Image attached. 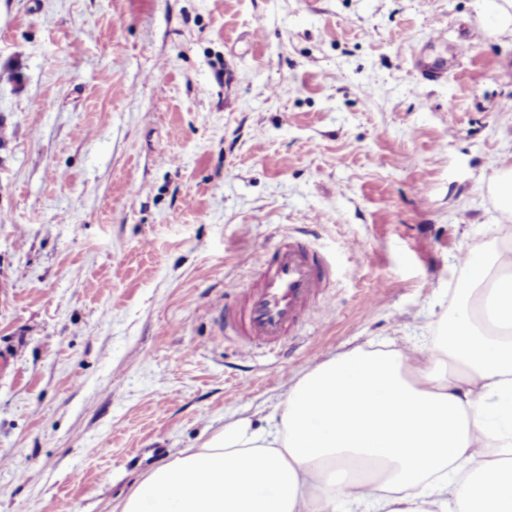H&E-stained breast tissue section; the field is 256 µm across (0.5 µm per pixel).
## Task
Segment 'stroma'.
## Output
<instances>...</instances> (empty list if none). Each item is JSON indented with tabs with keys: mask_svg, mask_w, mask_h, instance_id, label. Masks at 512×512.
<instances>
[{
	"mask_svg": "<svg viewBox=\"0 0 512 512\" xmlns=\"http://www.w3.org/2000/svg\"><path fill=\"white\" fill-rule=\"evenodd\" d=\"M511 155L482 0H0V512H111L325 355L431 341ZM297 228L336 280L241 357L224 291Z\"/></svg>",
	"mask_w": 512,
	"mask_h": 512,
	"instance_id": "obj_1",
	"label": "stroma"
}]
</instances>
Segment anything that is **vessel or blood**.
Returning <instances> with one entry per match:
<instances>
[{
    "instance_id": "obj_1",
    "label": "vessel or blood",
    "mask_w": 512,
    "mask_h": 512,
    "mask_svg": "<svg viewBox=\"0 0 512 512\" xmlns=\"http://www.w3.org/2000/svg\"><path fill=\"white\" fill-rule=\"evenodd\" d=\"M334 269L307 234L288 235L263 254L256 282L241 292L227 316L239 351L275 347L291 336L323 299Z\"/></svg>"
}]
</instances>
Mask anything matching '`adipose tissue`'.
<instances>
[{
	"instance_id": "ef3b65f1",
	"label": "adipose tissue",
	"mask_w": 512,
	"mask_h": 512,
	"mask_svg": "<svg viewBox=\"0 0 512 512\" xmlns=\"http://www.w3.org/2000/svg\"><path fill=\"white\" fill-rule=\"evenodd\" d=\"M468 255L430 344L326 357L112 512H512V242Z\"/></svg>"
}]
</instances>
